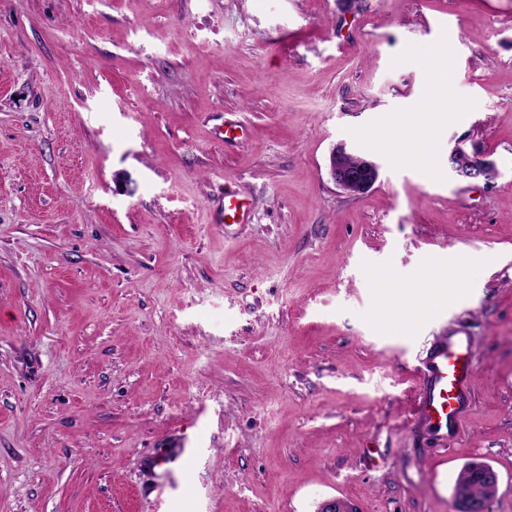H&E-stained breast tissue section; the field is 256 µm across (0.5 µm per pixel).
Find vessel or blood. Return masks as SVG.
Instances as JSON below:
<instances>
[{
    "label": "vessel or blood",
    "mask_w": 512,
    "mask_h": 512,
    "mask_svg": "<svg viewBox=\"0 0 512 512\" xmlns=\"http://www.w3.org/2000/svg\"><path fill=\"white\" fill-rule=\"evenodd\" d=\"M247 219V206L231 191L225 193L219 210L211 214L216 224H243ZM473 376L468 336L458 332L438 340L418 375L413 417L438 438L456 432Z\"/></svg>",
    "instance_id": "obj_1"
}]
</instances>
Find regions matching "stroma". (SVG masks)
Here are the masks:
<instances>
[{"label":"stroma","mask_w":512,"mask_h":512,"mask_svg":"<svg viewBox=\"0 0 512 512\" xmlns=\"http://www.w3.org/2000/svg\"><path fill=\"white\" fill-rule=\"evenodd\" d=\"M431 265L465 296L398 326ZM460 330L444 442L414 375ZM474 460L512 512V0H0V512H453ZM349 155L345 146L334 149L330 155L329 174L334 183L342 189L359 196L366 193L378 180L379 166L370 159L351 168L346 163ZM449 161L458 176L473 181L486 179V170L491 164L476 153H467L462 147L451 152ZM248 219V207L237 193L225 192L219 210L211 211L214 224H244Z\"/></svg>","instance_id":"1"}]
</instances>
